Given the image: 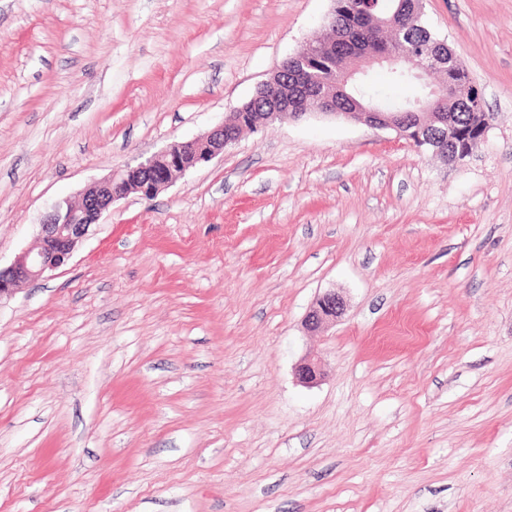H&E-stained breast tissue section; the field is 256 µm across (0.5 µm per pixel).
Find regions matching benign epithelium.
<instances>
[{
    "instance_id": "7a95c632",
    "label": "benign epithelium",
    "mask_w": 512,
    "mask_h": 512,
    "mask_svg": "<svg viewBox=\"0 0 512 512\" xmlns=\"http://www.w3.org/2000/svg\"><path fill=\"white\" fill-rule=\"evenodd\" d=\"M412 48L422 56V64L416 78L423 82L435 69L446 64H456V58H446L435 47L426 43H414ZM284 67H278L271 76L260 84L256 95L237 108L235 123L224 122L209 132L187 141H175L136 166H128L122 172L94 181L81 193L80 202L68 200L58 203L45 214L39 224V244L34 251L21 252L6 268H0V300L11 297L22 283L49 277L65 265L75 248L87 235L90 226L98 223L102 214L114 201L132 193L153 197L166 188L173 175L196 168L208 162L234 145L238 139V129H246V122L253 119L255 102L284 82ZM288 99L271 100L266 120L272 121L283 114L294 118L304 116L302 112H288ZM317 113L326 116H352L336 105V93H326L317 97ZM357 120L382 130H393L400 137L404 133L391 122L390 113L376 104H368L357 113ZM444 128L432 140V153L439 156L449 152L448 128L452 127L448 118L440 117ZM346 310L344 298L334 290L320 295L304 319L305 329L316 332L340 318ZM326 374L324 363L318 356L305 357L296 367V375L301 383L308 386L318 383Z\"/></svg>"
}]
</instances>
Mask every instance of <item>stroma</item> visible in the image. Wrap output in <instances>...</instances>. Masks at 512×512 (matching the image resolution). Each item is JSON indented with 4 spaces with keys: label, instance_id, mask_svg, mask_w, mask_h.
Wrapping results in <instances>:
<instances>
[{
    "label": "stroma",
    "instance_id": "1",
    "mask_svg": "<svg viewBox=\"0 0 512 512\" xmlns=\"http://www.w3.org/2000/svg\"><path fill=\"white\" fill-rule=\"evenodd\" d=\"M332 8L0 0V264L222 124ZM424 13L495 116L462 164L286 118L0 301V512H512V0ZM329 290L346 311L308 333ZM325 374L324 363L319 356H307L296 367L298 379L308 386L317 384Z\"/></svg>",
    "mask_w": 512,
    "mask_h": 512
}]
</instances>
